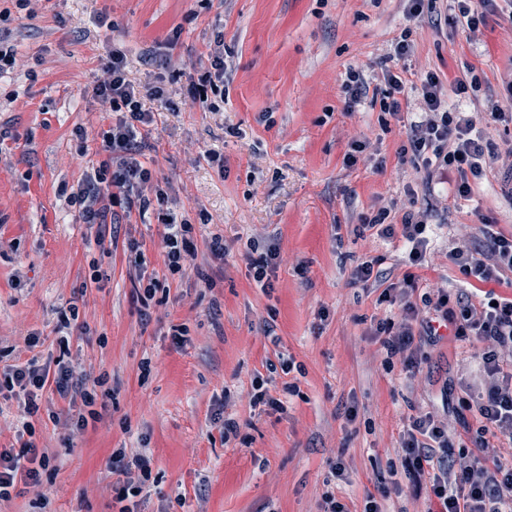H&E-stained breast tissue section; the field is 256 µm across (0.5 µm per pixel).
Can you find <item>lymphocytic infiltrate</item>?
I'll use <instances>...</instances> for the list:
<instances>
[{
	"instance_id": "obj_1",
	"label": "lymphocytic infiltrate",
	"mask_w": 512,
	"mask_h": 512,
	"mask_svg": "<svg viewBox=\"0 0 512 512\" xmlns=\"http://www.w3.org/2000/svg\"><path fill=\"white\" fill-rule=\"evenodd\" d=\"M413 51L412 40L401 37L381 63L389 92L381 99L380 110L405 122L406 142L399 154L411 156L416 170L424 174V186L445 183L451 197H470L493 163L512 169V147L497 149L483 136L476 113L448 104L437 74H425L414 82L393 71L392 62L408 58ZM408 93L413 94L419 109L418 117L411 121L406 120L401 102L402 95ZM95 94L118 118L102 132L104 158L84 174L74 200L83 223L104 227L115 206H122L129 216L168 203L161 189L150 194L144 190L151 172L140 132L153 121L152 113L143 107L144 99L160 100L165 93L161 87L141 88L128 80L126 55L116 50L102 69ZM390 214L389 208H382L364 222V230L383 240L401 242L408 263L422 265L430 243V214L419 206L417 191L408 190L400 223H390ZM161 219L166 228L162 237L166 268L170 275H184L193 257L189 244L194 227L171 212L162 214ZM479 231L481 247L458 240L448 249V261L465 276L486 284V292L453 296L440 288L417 303L412 299L415 280L403 279L387 285L383 292L384 301L396 306L397 318L383 319L373 332L387 356L398 358L409 373L417 366L422 345L440 338L442 331L483 346L471 384L474 395L467 405L473 419L462 424L471 436L473 451L450 455L451 428L447 420L431 412L411 417L403 433L402 466L416 483L428 484L439 504L438 512H512V297H497L490 289L491 284L502 283L512 274V235L503 234L493 224L480 225ZM74 373V366L60 357L51 366L29 360L0 377L7 388L18 389L22 396L24 433H32L31 419L37 416L39 401L50 386L63 397L78 392L84 410L69 417L74 430H85L90 421L99 420L100 414L93 408L94 393L74 389ZM117 459L127 479L117 495L122 503L119 512H130L125 501L141 492L151 474L152 458L139 449L129 454L118 452ZM47 463V456L28 439L19 449H0V500L8 498L15 484L38 485L40 469Z\"/></svg>"
}]
</instances>
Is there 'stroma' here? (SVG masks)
Masks as SVG:
<instances>
[{
    "label": "stroma",
    "mask_w": 512,
    "mask_h": 512,
    "mask_svg": "<svg viewBox=\"0 0 512 512\" xmlns=\"http://www.w3.org/2000/svg\"><path fill=\"white\" fill-rule=\"evenodd\" d=\"M0 10L9 14L0 37L17 59L0 79V372L54 360L64 335L77 378L105 380L100 420L74 435L52 418L66 400L44 392L31 440L49 464L38 487L16 485L0 512H117L112 454L142 447L152 464L137 512H323L329 493L363 512L394 480L403 492L382 499L383 512H435L401 466L403 432L419 412L446 417L482 346L445 337L409 374L387 363L370 329L389 315L385 283L412 275L422 287H469L448 248L463 226L475 244L483 223L512 234V176L494 166L471 198L438 204L426 266L407 264L399 242L359 224L382 207L401 216L407 186L423 203L446 188L423 190L413 163L399 162L402 123L381 124L370 99L346 112L343 81L364 70L371 96H383L378 62L408 29L411 72H436L447 87L473 82L468 111L512 110L503 86L512 19L488 16L468 34L445 20L443 0H426L413 22L405 0H31L24 10L0 0ZM219 36L225 95L210 112L190 88L200 52ZM116 47L132 83L168 97L144 107L155 114L152 178L194 226V267L180 278L165 276L155 213L120 221L106 250L71 200L111 123L95 86ZM356 139L375 153L350 167ZM211 151L221 162H208ZM215 233L229 247L221 261L208 248ZM254 239L279 253L268 288L249 273ZM370 259L380 281L353 285L354 266ZM142 272L161 278L147 306ZM72 307L77 320L61 328ZM176 326L187 329L181 347ZM259 379L284 411L251 406ZM227 419L239 425L229 441ZM338 459L342 481L330 469Z\"/></svg>",
    "instance_id": "stroma-1"
}]
</instances>
